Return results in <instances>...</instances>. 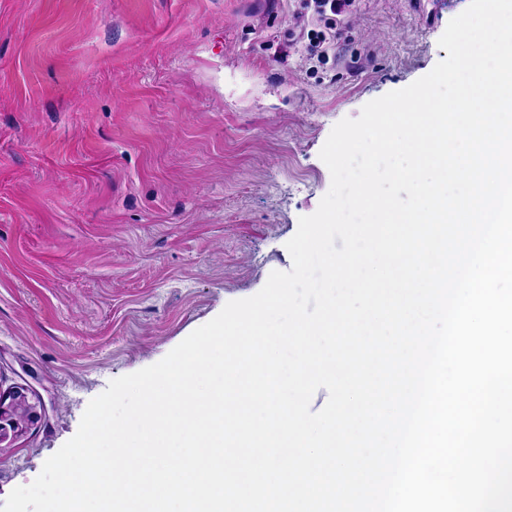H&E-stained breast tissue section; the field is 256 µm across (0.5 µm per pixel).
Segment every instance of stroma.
I'll return each mask as SVG.
<instances>
[{"instance_id":"35a3bbf8","label":"stroma","mask_w":512,"mask_h":512,"mask_svg":"<svg viewBox=\"0 0 512 512\" xmlns=\"http://www.w3.org/2000/svg\"><path fill=\"white\" fill-rule=\"evenodd\" d=\"M468 4L359 0L322 64L304 0H0V391L46 412L0 447V503L111 380L291 269L333 127Z\"/></svg>"}]
</instances>
